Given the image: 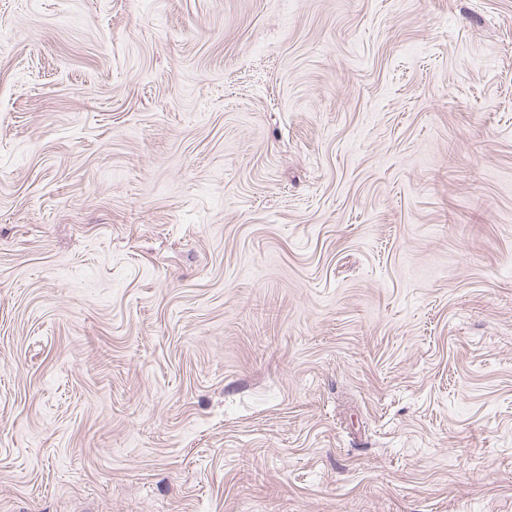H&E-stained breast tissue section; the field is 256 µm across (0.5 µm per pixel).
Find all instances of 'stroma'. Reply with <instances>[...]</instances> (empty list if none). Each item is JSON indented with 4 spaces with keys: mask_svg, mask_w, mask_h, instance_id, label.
Masks as SVG:
<instances>
[{
    "mask_svg": "<svg viewBox=\"0 0 512 512\" xmlns=\"http://www.w3.org/2000/svg\"><path fill=\"white\" fill-rule=\"evenodd\" d=\"M0 512H512V0H0Z\"/></svg>",
    "mask_w": 512,
    "mask_h": 512,
    "instance_id": "35a3bbf8",
    "label": "stroma"
}]
</instances>
